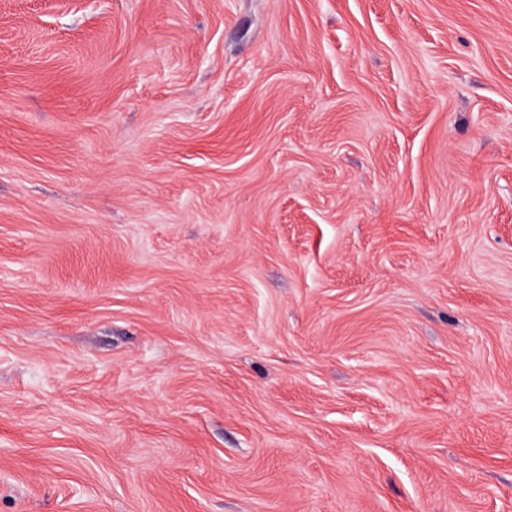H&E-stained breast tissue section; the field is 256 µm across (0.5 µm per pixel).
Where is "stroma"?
Returning <instances> with one entry per match:
<instances>
[{"label": "stroma", "mask_w": 512, "mask_h": 512, "mask_svg": "<svg viewBox=\"0 0 512 512\" xmlns=\"http://www.w3.org/2000/svg\"><path fill=\"white\" fill-rule=\"evenodd\" d=\"M0 512H512V0H0Z\"/></svg>", "instance_id": "35a3bbf8"}]
</instances>
